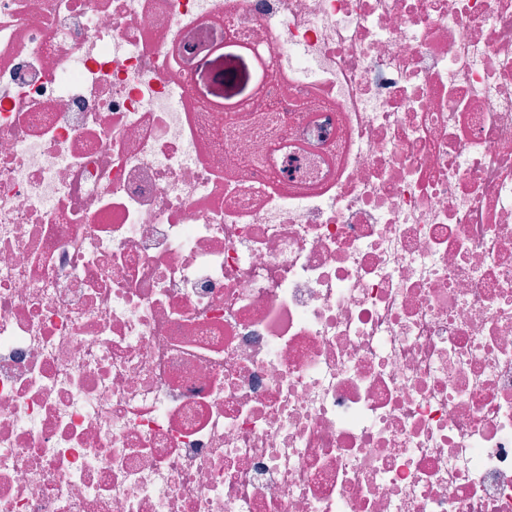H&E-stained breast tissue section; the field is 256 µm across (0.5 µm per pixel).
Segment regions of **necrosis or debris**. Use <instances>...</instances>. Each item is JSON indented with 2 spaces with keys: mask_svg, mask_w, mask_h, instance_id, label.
Segmentation results:
<instances>
[{
  "mask_svg": "<svg viewBox=\"0 0 512 512\" xmlns=\"http://www.w3.org/2000/svg\"><path fill=\"white\" fill-rule=\"evenodd\" d=\"M0 512H512V0H0Z\"/></svg>",
  "mask_w": 512,
  "mask_h": 512,
  "instance_id": "necrosis-or-debris-1",
  "label": "necrosis or debris"
}]
</instances>
